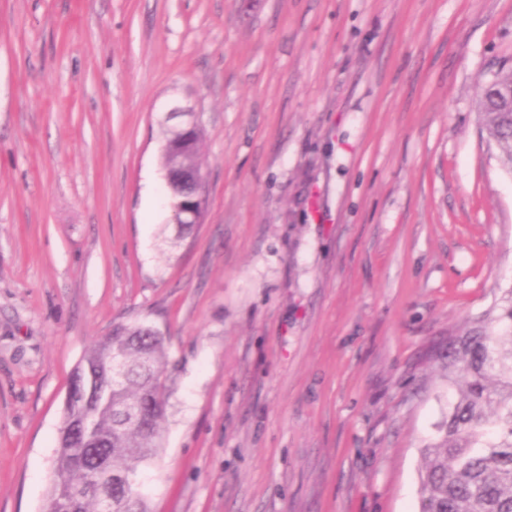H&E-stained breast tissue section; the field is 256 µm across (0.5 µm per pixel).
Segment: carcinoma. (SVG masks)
I'll return each mask as SVG.
<instances>
[{
  "mask_svg": "<svg viewBox=\"0 0 512 512\" xmlns=\"http://www.w3.org/2000/svg\"><path fill=\"white\" fill-rule=\"evenodd\" d=\"M479 111L488 137L512 167V112H496L485 100ZM201 132L179 153L163 152L173 198L182 199V179L201 171ZM122 375L108 398L67 400L47 499L67 504L83 488L75 512H100L91 487L112 477L136 480L161 448L168 410L169 374L164 338L143 324H116L84 356L72 384L89 388L105 377L112 356ZM448 407L432 440L420 449L418 512H512V288H501L470 327L448 337L440 352ZM115 512H150L141 491L112 488Z\"/></svg>",
  "mask_w": 512,
  "mask_h": 512,
  "instance_id": "1",
  "label": "carcinoma"
}]
</instances>
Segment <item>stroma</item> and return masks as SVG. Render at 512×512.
Segmentation results:
<instances>
[{"label": "stroma", "instance_id": "obj_1", "mask_svg": "<svg viewBox=\"0 0 512 512\" xmlns=\"http://www.w3.org/2000/svg\"><path fill=\"white\" fill-rule=\"evenodd\" d=\"M509 72L512 0H0V512H44L116 323L174 379L151 512H417L430 351L512 286L478 109ZM175 111L208 178L185 238ZM176 116L185 118L182 122L171 129L172 140L179 143L187 140V135L196 129L191 145L179 153H169L164 149L163 163L167 173L168 185L174 201L182 199L180 184L182 179L192 173L201 172L200 164L197 161L201 132L199 118L195 112H174ZM198 128V129H197ZM176 203V209L177 207Z\"/></svg>", "mask_w": 512, "mask_h": 512}]
</instances>
